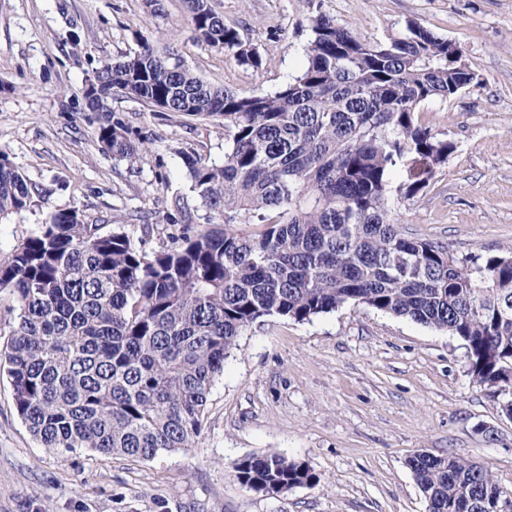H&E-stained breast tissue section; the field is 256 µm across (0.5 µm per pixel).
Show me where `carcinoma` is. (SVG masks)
<instances>
[{"label": "carcinoma", "instance_id": "1", "mask_svg": "<svg viewBox=\"0 0 512 512\" xmlns=\"http://www.w3.org/2000/svg\"><path fill=\"white\" fill-rule=\"evenodd\" d=\"M186 4L201 40L263 68L206 0ZM304 52L298 75L250 96L203 82L146 38L100 67L103 95L224 117L223 163L184 157L201 206L224 229L184 231L148 252L71 210L0 258V292L13 298L4 357L14 407L44 447L142 460L193 448L208 395L249 327L309 322L350 303L462 340L469 374L511 395L500 408L512 419V249L459 259L392 218L394 177L409 200L454 149L416 112L463 90L470 74L448 40L417 24L372 43L320 15ZM96 136L119 159L142 150L119 117H105ZM30 203L27 180L0 150V224ZM408 466L429 512H512V489L483 464L417 452ZM234 472L268 498L320 482L279 453L246 456Z\"/></svg>", "mask_w": 512, "mask_h": 512}]
</instances>
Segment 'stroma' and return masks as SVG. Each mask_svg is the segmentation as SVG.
I'll return each instance as SVG.
<instances>
[{"label":"stroma","mask_w":512,"mask_h":512,"mask_svg":"<svg viewBox=\"0 0 512 512\" xmlns=\"http://www.w3.org/2000/svg\"><path fill=\"white\" fill-rule=\"evenodd\" d=\"M265 59L263 70L198 40L184 0H0V149L27 180L31 205L0 224V256L62 211L121 228L145 250L208 213L190 188L184 154L224 159V120L108 100L137 132L139 160L115 158L95 138L85 87L104 62L141 38L177 54L204 82L266 94L296 76L314 16L385 42L415 23L456 44L479 81L421 105L422 124L454 145L429 188L395 204L406 235L457 256L512 246V0H209ZM468 372L464 343L362 305L309 322L249 328L208 398L196 447L153 460L42 447L13 405L0 371V512H428L407 465L419 451L489 466L512 487V419ZM276 452L320 477L279 498L234 476L247 455Z\"/></svg>","instance_id":"obj_1"}]
</instances>
